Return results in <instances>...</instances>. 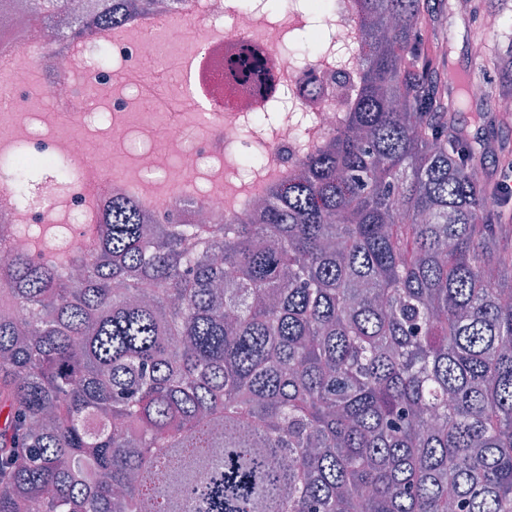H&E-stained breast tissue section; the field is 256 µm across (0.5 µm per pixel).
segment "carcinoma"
Returning a JSON list of instances; mask_svg holds the SVG:
<instances>
[{"label":"carcinoma","mask_w":512,"mask_h":512,"mask_svg":"<svg viewBox=\"0 0 512 512\" xmlns=\"http://www.w3.org/2000/svg\"><path fill=\"white\" fill-rule=\"evenodd\" d=\"M429 2L356 0L323 56L345 127L288 106L300 156L258 214L115 198L61 256L28 230L0 267V512H512V225Z\"/></svg>","instance_id":"1"}]
</instances>
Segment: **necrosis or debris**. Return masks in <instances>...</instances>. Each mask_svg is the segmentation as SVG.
Segmentation results:
<instances>
[{"label": "necrosis or debris", "instance_id": "necrosis-or-debris-1", "mask_svg": "<svg viewBox=\"0 0 512 512\" xmlns=\"http://www.w3.org/2000/svg\"><path fill=\"white\" fill-rule=\"evenodd\" d=\"M96 2L68 0L61 18L35 34L29 28L30 0H0V57L9 63V79L0 93L8 101V126L22 138L29 157L41 163L67 159L77 174L78 186L63 205L66 249L83 248V229L97 223L99 205L130 194V184L112 172L114 147L129 141V127L113 124L91 146L69 134L47 138L33 127L32 102L40 100L51 111L61 103H72L74 123L94 120L93 95L112 83L111 68L97 63L101 51L121 63L130 87L138 90L142 67L157 59L164 40L177 38L191 44V51L174 53L171 60L178 86L194 105L198 121L192 126L177 120L167 124L168 139L182 147L179 157L147 149L138 158L143 176L160 180L169 189L170 202L187 196L198 201L199 213L189 216L193 224H220L241 211L257 213L265 187L292 167L297 130L284 122L262 144L261 165L248 168L244 195L234 198L226 188L193 184L192 175L206 160L221 155L238 161L246 148L238 135L242 119L280 111L290 98L298 97L309 110L316 135L340 127L343 103L323 86V62L301 63L295 54L277 49L279 30L267 17V0H250L243 8L237 0H162L159 10L129 14L136 34L122 39L92 23ZM283 21L289 30L305 29L321 41L344 44L354 28L352 0H320L316 6L311 0H289ZM240 41L256 42L273 52L276 81L265 96L244 93L224 79V53ZM91 183L98 186L92 201L86 197ZM57 206V200L42 192L32 190L21 197L10 184L0 185V225L45 226L52 223Z\"/></svg>", "mask_w": 512, "mask_h": 512}]
</instances>
